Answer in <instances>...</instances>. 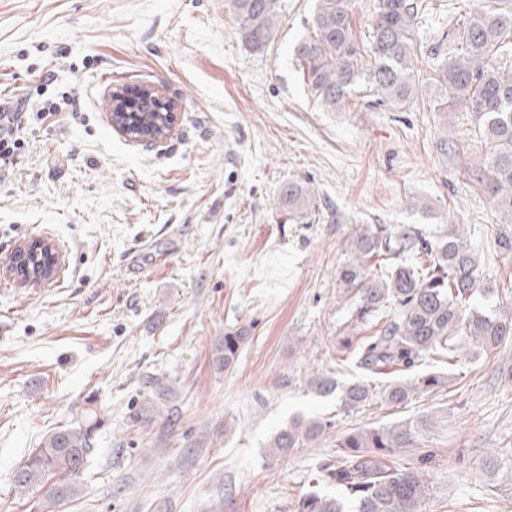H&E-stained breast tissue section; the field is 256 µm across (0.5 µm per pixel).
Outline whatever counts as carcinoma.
<instances>
[{
  "instance_id": "cac0c4a2",
  "label": "carcinoma",
  "mask_w": 512,
  "mask_h": 512,
  "mask_svg": "<svg viewBox=\"0 0 512 512\" xmlns=\"http://www.w3.org/2000/svg\"><path fill=\"white\" fill-rule=\"evenodd\" d=\"M283 0H225L242 41L254 51L274 41ZM354 0H315L310 34L300 39L294 54L312 99L327 112L349 106L359 86L379 96V102L401 108L419 90L416 58L421 42L416 21L426 5L422 0H372L365 40L353 34ZM458 34L434 54L428 86L434 89L432 108L446 112L462 105L474 114L475 132L486 152L470 163L473 180L491 199L496 211L512 224V71L492 64L493 57L512 48V9L497 0L469 14L457 25ZM112 122L157 133L167 129L168 110L146 101L129 104L112 96ZM282 197L292 212L306 215L314 208L311 193L291 182ZM350 256L338 271L345 289L343 299L359 324H372L375 334L355 343L352 361L363 376L389 374L388 368L407 377L373 391L364 380L338 387L335 379L320 375L310 380L318 393L336 395L339 407L351 412L380 399L402 406L418 394L446 383L437 372L416 375L425 358H445L456 365L461 355L458 337L469 336L483 348L500 346L512 338V315L495 309L467 310L478 294L480 269L467 232L452 225L431 239L414 224H363L350 243ZM29 281L51 276L49 253L28 258ZM250 334L241 326L224 331L212 346V364L218 371L237 361ZM432 417L406 419L389 425L353 429L336 439L335 454L318 459L312 485L298 512H424L429 495L431 456L410 466L400 459L404 448L416 445ZM99 418L96 411L48 435L15 472L19 492L41 493L44 512L76 497L81 475L92 451ZM335 421L295 416L270 443L272 455L302 448L330 432ZM322 485L336 488L340 497L323 495Z\"/></svg>"
}]
</instances>
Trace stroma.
Wrapping results in <instances>:
<instances>
[{"label":"stroma","instance_id":"stroma-1","mask_svg":"<svg viewBox=\"0 0 512 512\" xmlns=\"http://www.w3.org/2000/svg\"><path fill=\"white\" fill-rule=\"evenodd\" d=\"M274 42L246 48L224 0H0V102L58 106L0 165V512H41L18 466L88 409L102 418L82 490L58 512H297L337 434L428 414L410 462L434 455L426 512H512V339L449 372L437 391L346 413L310 380L354 372L339 337L352 321L337 271L362 224L466 225L480 283L512 312L503 224L468 167L484 144L462 107L397 109L354 96L345 112L310 97L294 55L314 0H284ZM417 67L488 0H425ZM172 103L171 135L136 143L112 126V95ZM455 153L444 156L442 138ZM314 196L288 212V183ZM45 240L55 277L21 284L8 260ZM247 326L236 365L211 345ZM167 379L174 397L149 402ZM335 420L313 446L272 457L293 415Z\"/></svg>","mask_w":512,"mask_h":512}]
</instances>
